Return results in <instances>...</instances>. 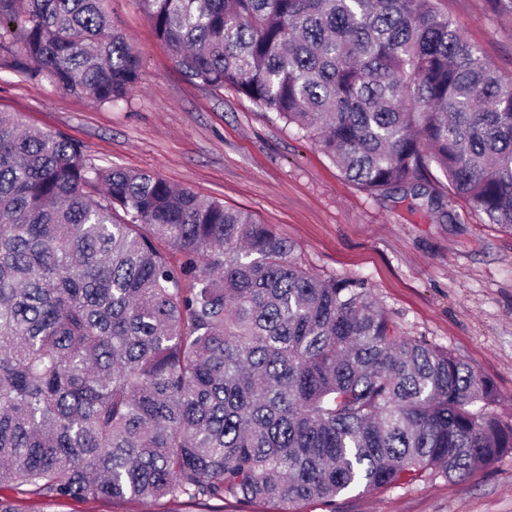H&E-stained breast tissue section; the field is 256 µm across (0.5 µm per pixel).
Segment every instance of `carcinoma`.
Masks as SVG:
<instances>
[{
	"label": "carcinoma",
	"mask_w": 512,
	"mask_h": 512,
	"mask_svg": "<svg viewBox=\"0 0 512 512\" xmlns=\"http://www.w3.org/2000/svg\"><path fill=\"white\" fill-rule=\"evenodd\" d=\"M137 2L190 79L276 113L368 194L445 217L436 168L512 233V76L441 0ZM109 3L0 0V68L127 100L141 64ZM293 251L0 113V489L304 512L512 454L491 379Z\"/></svg>",
	"instance_id": "1"
}]
</instances>
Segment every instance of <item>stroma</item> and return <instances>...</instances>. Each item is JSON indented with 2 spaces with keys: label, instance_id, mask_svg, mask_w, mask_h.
I'll use <instances>...</instances> for the list:
<instances>
[{
  "label": "stroma",
  "instance_id": "1",
  "mask_svg": "<svg viewBox=\"0 0 512 512\" xmlns=\"http://www.w3.org/2000/svg\"><path fill=\"white\" fill-rule=\"evenodd\" d=\"M112 18L142 60L128 102L100 106L0 68V112L79 143L96 163L159 174L232 209L252 212L294 243L322 278L364 279L399 335L427 340L490 377L495 412L512 424V234L452 198L433 172L447 218L379 200L346 180L308 139L232 87L188 80L136 0H112ZM464 37L512 74V17L489 0H444ZM23 512H254L229 499H58L16 494ZM336 512H512V454L462 481L428 476L409 485L337 498Z\"/></svg>",
  "mask_w": 512,
  "mask_h": 512
}]
</instances>
